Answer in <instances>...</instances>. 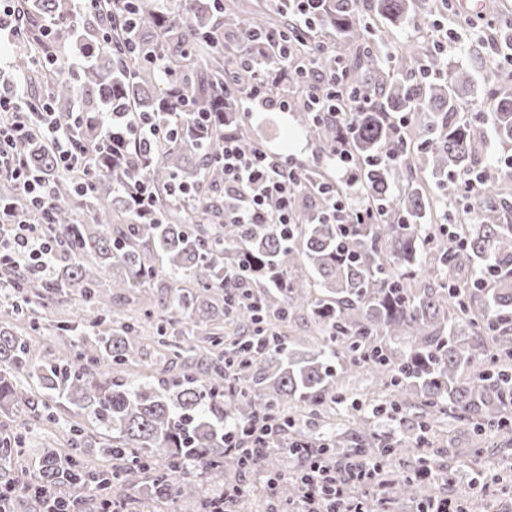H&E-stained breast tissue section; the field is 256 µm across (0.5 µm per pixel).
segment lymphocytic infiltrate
Returning <instances> with one entry per match:
<instances>
[{
  "instance_id": "lymphocytic-infiltrate-1",
  "label": "lymphocytic infiltrate",
  "mask_w": 512,
  "mask_h": 512,
  "mask_svg": "<svg viewBox=\"0 0 512 512\" xmlns=\"http://www.w3.org/2000/svg\"><path fill=\"white\" fill-rule=\"evenodd\" d=\"M277 58L282 67L289 69L296 81L311 84L308 110L315 117L338 115L348 118L352 113L367 107V100L349 98L337 101L336 87L342 77L330 73L326 81L312 85L310 70L296 64L289 46L274 41L268 52L258 53L251 59V84L247 92L250 100L271 112H284L289 108L285 95L273 93L274 72L270 58ZM23 90H16L13 97L0 96V176L15 180L22 188L28 203L42 213H49L50 201L47 178L28 167L17 151V145L29 137H39L45 148L57 161L59 171L66 172L84 167V160L72 150L69 124L63 123L56 113L28 112L22 107ZM334 167L345 185L336 191L328 185H319L323 201L322 214L328 222L351 228L368 223L373 207L370 199L360 191V173L353 164L345 141H338L331 150ZM224 170L225 190H239L245 195L243 205L224 218L228 224H273L287 229L294 223L295 205L303 192L305 168L293 164L288 156L260 147L254 152L243 151L234 134L224 136L220 154ZM280 203L278 211H269L267 199ZM60 255L55 233L50 222L30 224L15 223L11 233L0 232V269H10L27 275L52 280ZM285 454L306 457L308 466L296 472L300 484L299 499L290 512H366L356 489L377 482L376 464L344 462L326 466L319 449L306 445H289ZM33 497L40 505L39 512H77L70 503L56 492L43 490L35 481L23 479L17 483L0 485V512H12L14 500Z\"/></svg>"
}]
</instances>
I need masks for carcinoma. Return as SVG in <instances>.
I'll list each match as a JSON object with an SVG mask.
<instances>
[{
	"instance_id": "obj_1",
	"label": "carcinoma",
	"mask_w": 512,
	"mask_h": 512,
	"mask_svg": "<svg viewBox=\"0 0 512 512\" xmlns=\"http://www.w3.org/2000/svg\"><path fill=\"white\" fill-rule=\"evenodd\" d=\"M133 23L118 13L107 21L79 14L72 0H34L13 69L39 82L43 93L29 98L36 112L45 105L68 120L80 103L75 146L96 151L89 168L103 176L85 193L77 169L58 172L54 156L32 137L19 151L51 180V219L64 257L47 284L11 270L0 286L11 300L13 322L0 326V403L16 415L9 462L0 483L19 476L12 467L25 458L36 427L58 422L54 405L64 401L90 417L74 422L61 441L44 453L42 478L59 484L79 507L122 494L146 476L163 484L170 471L186 466L214 488L224 471H274L270 448L251 454L224 450V431L263 417L283 425L290 440L319 444L331 457L353 440L348 454L375 462L382 473L400 458L413 466L394 477L387 495L394 503L428 501L431 487L415 472L430 468L442 484L452 482L438 458L456 449L436 448L435 432L448 416L476 433L512 441V221L497 202L501 178L482 190L477 224H465L459 210L442 208L459 193L455 175L476 169L485 136L459 117L462 92L471 80L447 74L437 51L404 45L385 52V37L412 22L428 0H371L372 24L360 21L357 0H327L310 29L288 21V4L245 9L234 0H191L161 10L154 0H135ZM258 31L292 39L293 54L318 72L330 73L336 57L320 49L318 37L353 46L342 62L349 90L370 106L347 129L348 149L361 162L363 186L379 209L373 224H356L346 235L301 204L292 238L273 224H226L224 209L240 196L224 189L217 157L224 131L249 151L258 146L240 114L250 81L245 47ZM135 44L139 51L130 52ZM94 49L91 63L66 74L75 51ZM497 99L491 113L494 136L512 146V90L498 66L479 73ZM211 112L210 130L196 113ZM422 112L414 127H396V115ZM150 113L176 136L138 151L135 125ZM300 129L328 151L340 136L338 121L313 118L300 106ZM336 179L324 160L311 163L304 191ZM403 181L408 192L395 195ZM183 184L194 199L169 195ZM4 198L37 224L41 213L27 207L11 185ZM440 213L443 224H427ZM469 264L479 284L416 286L415 270L428 279ZM153 283L163 302L131 315L116 298L129 288ZM72 291L81 313L56 324L63 348L34 364L30 340L40 332L37 306L46 292ZM306 313L318 340L303 349L273 330ZM234 315L255 331L242 340L217 323ZM169 361L165 369L142 361L145 323ZM368 375L371 398L386 399V415L403 424L413 405L420 421L413 442L378 436L370 417L357 414L340 430L327 419L344 403V380ZM414 396L416 402L408 400ZM290 482L278 488L268 512H285L297 496ZM175 498L202 501L192 479L175 486Z\"/></svg>"
}]
</instances>
